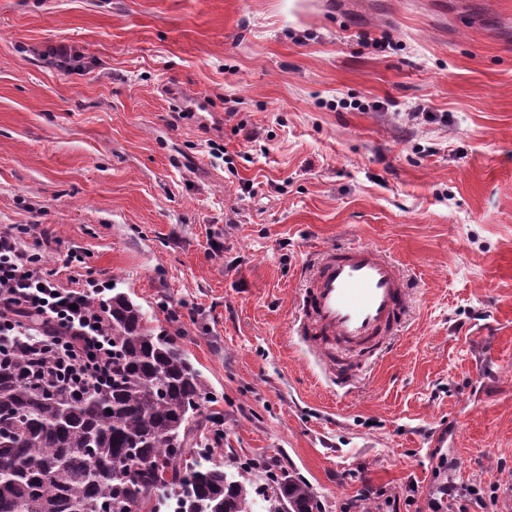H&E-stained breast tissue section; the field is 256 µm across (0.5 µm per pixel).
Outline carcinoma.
<instances>
[{
    "instance_id": "1",
    "label": "carcinoma",
    "mask_w": 512,
    "mask_h": 512,
    "mask_svg": "<svg viewBox=\"0 0 512 512\" xmlns=\"http://www.w3.org/2000/svg\"><path fill=\"white\" fill-rule=\"evenodd\" d=\"M114 341L112 383L81 395L30 377L27 346L10 341L0 362V512H256L249 467L213 456L183 466L208 391L184 350L154 333L142 308L117 292L103 302ZM265 502L321 512L301 477L267 475Z\"/></svg>"
}]
</instances>
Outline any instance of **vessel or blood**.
I'll return each mask as SVG.
<instances>
[{"label": "vessel or blood", "instance_id": "vessel-or-blood-1", "mask_svg": "<svg viewBox=\"0 0 512 512\" xmlns=\"http://www.w3.org/2000/svg\"><path fill=\"white\" fill-rule=\"evenodd\" d=\"M411 297L403 272L377 244L328 246L306 276L296 331L317 364L346 386L355 376L340 353L379 352L409 317Z\"/></svg>", "mask_w": 512, "mask_h": 512}]
</instances>
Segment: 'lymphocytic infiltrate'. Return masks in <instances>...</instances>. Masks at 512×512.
Instances as JSON below:
<instances>
[{
  "label": "lymphocytic infiltrate",
  "instance_id": "f902f5d3",
  "mask_svg": "<svg viewBox=\"0 0 512 512\" xmlns=\"http://www.w3.org/2000/svg\"><path fill=\"white\" fill-rule=\"evenodd\" d=\"M59 240L27 224L0 227V338L30 337V370L45 385L80 393L112 379V333L106 309L93 294L97 278L64 288L44 272Z\"/></svg>",
  "mask_w": 512,
  "mask_h": 512
}]
</instances>
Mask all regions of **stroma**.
I'll list each match as a JSON object with an SVG mask.
<instances>
[{
	"instance_id": "35a3bbf8",
	"label": "stroma",
	"mask_w": 512,
	"mask_h": 512,
	"mask_svg": "<svg viewBox=\"0 0 512 512\" xmlns=\"http://www.w3.org/2000/svg\"><path fill=\"white\" fill-rule=\"evenodd\" d=\"M4 224L178 343L226 471L277 461L322 512H512V0H0ZM362 241L416 311L344 390L291 322L306 259Z\"/></svg>"
}]
</instances>
